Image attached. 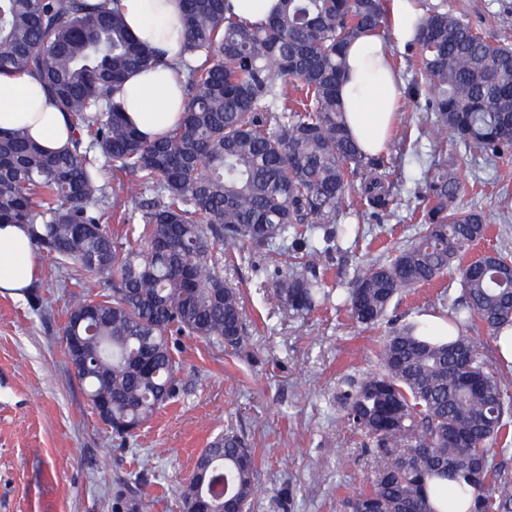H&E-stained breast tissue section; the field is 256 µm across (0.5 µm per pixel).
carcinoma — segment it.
Listing matches in <instances>:
<instances>
[{"label":"carcinoma","instance_id":"obj_1","mask_svg":"<svg viewBox=\"0 0 512 512\" xmlns=\"http://www.w3.org/2000/svg\"><path fill=\"white\" fill-rule=\"evenodd\" d=\"M114 0H0V72L39 78L68 113L72 147L46 153L18 129L0 135V223L25 224L35 246L58 263L106 276L112 294L83 298L62 336L92 410L105 406L112 434L130 437L178 390L173 337L237 350L245 332L240 292L224 283L218 245L255 247L293 237L300 262L280 284L296 315L330 301L314 269L336 241L352 177L364 155L348 136L339 97L346 48L385 31L387 0H279L262 27L236 17L228 0H183L186 108L181 122L148 141L123 118L114 87L154 61L109 8ZM414 42L433 95L434 135L493 155L512 147V47L487 40L464 19L430 7ZM104 156L126 178L107 192ZM361 184L382 211L392 182L384 162ZM430 207L414 240L389 263L356 276L337 296L358 324L374 327L398 297L429 283L488 225L457 204L459 181L438 164L427 172ZM136 199L123 222L142 225L139 244L112 237L103 209ZM512 258L484 253L460 272L449 336L410 323L381 339L378 369L349 382L348 421L372 439L382 465L348 500L351 512H440L451 478L474 512H512V470L496 462L512 449L506 381L474 365L471 330L496 336L512 326ZM258 466L245 438L227 431L199 456L183 500L220 512H248Z\"/></svg>","mask_w":512,"mask_h":512}]
</instances>
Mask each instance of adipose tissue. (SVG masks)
<instances>
[{
    "label": "adipose tissue",
    "mask_w": 512,
    "mask_h": 512,
    "mask_svg": "<svg viewBox=\"0 0 512 512\" xmlns=\"http://www.w3.org/2000/svg\"><path fill=\"white\" fill-rule=\"evenodd\" d=\"M118 5L129 31L162 55L160 63L128 77L114 94L127 121L142 137L155 139L169 134L184 111L181 0H119ZM346 59L340 93L347 131L365 154L373 155L384 148L393 123L397 76L382 37L351 44ZM20 127L49 151L61 150L74 139L67 114L36 76L0 75V134ZM33 272L34 246L26 225L0 224V295L23 296Z\"/></svg>",
    "instance_id": "obj_1"
}]
</instances>
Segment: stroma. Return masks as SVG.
<instances>
[{
	"label": "stroma",
	"mask_w": 512,
	"mask_h": 512,
	"mask_svg": "<svg viewBox=\"0 0 512 512\" xmlns=\"http://www.w3.org/2000/svg\"><path fill=\"white\" fill-rule=\"evenodd\" d=\"M444 5L512 45V0H428ZM494 26H485L488 15ZM398 62L395 99L400 137L379 157L397 173L387 211L360 196L347 202L339 249L316 267L335 290L357 272L393 259L417 230L414 213L425 201L423 172L446 162L463 175L458 204L483 212L487 239L472 255L512 251V153L489 157L453 140L435 139L418 122L428 96L424 75L409 61L416 44L386 29ZM224 281L240 289L246 335L238 351L182 336L177 341L181 388L134 437L112 436L92 412L61 342L66 309L81 296L107 293L100 278L68 263L34 257L28 295H0V512H181L179 488L208 443L231 429L250 437L259 457V494L250 512H350L354 489L371 476L375 451L336 401L346 377L365 376L377 363L381 329H367L331 302L306 317L294 315L278 284L294 254L289 240L276 251L250 245L221 248ZM459 294L457 267L391 306L388 320L446 314Z\"/></svg>",
	"instance_id": "1"
}]
</instances>
